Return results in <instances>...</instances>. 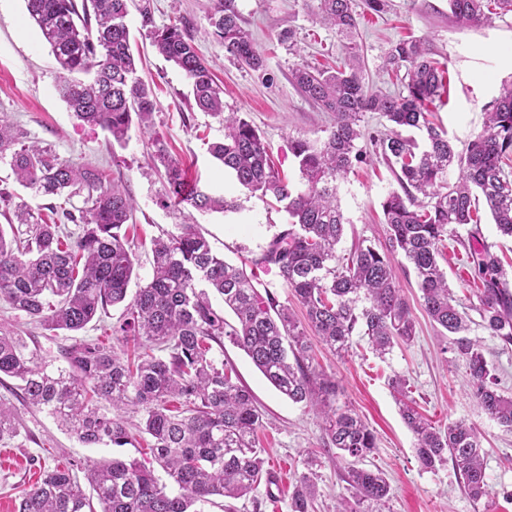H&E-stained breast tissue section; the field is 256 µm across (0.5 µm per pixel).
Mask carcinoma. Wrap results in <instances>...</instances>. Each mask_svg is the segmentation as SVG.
Listing matches in <instances>:
<instances>
[{"instance_id": "cac0c4a2", "label": "carcinoma", "mask_w": 512, "mask_h": 512, "mask_svg": "<svg viewBox=\"0 0 512 512\" xmlns=\"http://www.w3.org/2000/svg\"><path fill=\"white\" fill-rule=\"evenodd\" d=\"M213 2L212 35L224 53L254 70L263 68V56L235 0ZM318 2L319 22L335 30L346 53L334 68L301 65L292 72L300 93L334 118L325 138L290 140L298 187L274 168L248 121L234 112L224 115L223 91L187 31L177 25L151 31L157 52L189 80L197 107L224 125V140L212 144V156L245 192L272 197L291 218L288 228L250 260V272L213 253L196 225L182 224L179 232L153 239L152 278L128 296L136 255L126 225L133 220L134 200L105 170L75 165L35 141L25 144L0 118V160L10 158L16 182L46 197L84 196L82 207L62 210L80 229L73 237L0 188V208L13 215L9 229L0 227V302L25 313L51 336L81 331L99 312L122 304L123 320L112 327V335L132 345L131 352L119 354L85 338L61 351L65 365L51 368L38 362L26 337L0 324V376L17 379L23 399L81 443L145 446L168 477L162 481L144 460L114 458L88 467V494L74 465L41 467L38 480L22 493L17 512H200L196 506L214 497L239 499L263 483H274L255 439L262 423L255 398L212 356L213 346L224 347L226 338L282 396L319 407L324 445L338 450L342 459L352 458L346 478L351 495L341 498L336 512H364L366 502L385 505L390 496L386 478L361 467L376 450V437L358 414L332 405L336 383L313 367L306 327L339 356L348 352L357 332L380 356L411 340L415 320L396 281L393 261L398 255L416 275L427 316L464 362L478 409L512 428V397L499 391L480 341L468 337V314L455 304L439 264V245L457 236L456 227L481 223V198L498 231L512 238V83L503 86L483 130L459 153L447 132L428 119L427 105L445 90V76L424 43L401 38L384 56L383 68L400 77L406 94L376 91L365 82L356 42L359 13L352 0ZM488 2L448 0V6L457 22L480 26L490 19ZM25 4L62 71L59 93L78 120L107 131L120 145L132 127L151 126L156 102L136 77L126 22L132 6L144 23L151 22L147 0ZM367 112L380 113L391 125L372 142L392 166L403 193L393 191L382 202L385 249L358 244L340 259L336 245L346 219L338 181L353 162L363 161L358 141L364 137L361 122ZM405 128L425 132V146L403 135ZM154 160L163 168L164 206L179 211L189 205L202 212L237 208L232 199L188 184L166 149L157 148ZM469 255L480 283L475 311L482 326L512 345L508 274L487 244L470 249ZM270 268L302 304L308 326L294 318L276 292L258 290L255 270ZM212 294L234 313L235 322L213 305ZM128 409L140 414L132 429L123 416ZM401 416L414 435L423 468L450 460L472 500L488 494L485 450L471 424L458 420L442 430L406 402ZM20 428L16 414L0 400V445L11 444ZM316 467V457L307 456L293 484L290 512H311Z\"/></svg>"}]
</instances>
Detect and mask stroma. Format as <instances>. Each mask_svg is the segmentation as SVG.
<instances>
[{"label": "stroma", "mask_w": 512, "mask_h": 512, "mask_svg": "<svg viewBox=\"0 0 512 512\" xmlns=\"http://www.w3.org/2000/svg\"><path fill=\"white\" fill-rule=\"evenodd\" d=\"M245 27L265 60L255 71L224 53L212 36L209 14L212 0H151L152 26L142 24L138 11L127 23L139 76L149 83L157 102L153 125L147 132L131 130L126 144L114 143L98 128L82 125L61 98L57 63L37 30L27 20L24 0H0V117L28 140L51 146L64 159L91 163L109 171L125 185L136 203L134 222L140 241L137 265L129 284L137 290L152 276L151 238L177 231L179 225H197L213 250L238 263L261 252L288 222L285 212L265 200L241 191L233 176L209 152L222 140L218 119L196 105L184 73L159 55L149 36L183 17L199 55L224 91V109L237 113L259 132L277 167L298 182V171L288 150L297 137H324L333 123L330 114L308 101L291 81L297 66H322L343 58L334 30L313 19L318 0H236ZM292 41H285V32ZM426 42L432 57L448 70L449 89L436 103L437 121L456 150H463L483 128L485 112L504 84L512 82V13L497 14L480 27L458 23L448 0H388L385 13H363L357 42L369 81L383 92L397 94L402 86L382 68L385 53L399 38ZM163 144L180 162L188 181L214 195L235 200L234 212L204 213L192 207L172 210L161 200L165 184L153 166L156 144ZM399 185L382 157L369 152L339 184V198L347 220L338 256H346L361 242L384 247L387 226L383 198ZM467 227L446 240L442 268L463 306L474 304L478 288L467 263ZM396 277L416 322L412 342L394 346L385 358L372 352L366 337H354L345 356L314 344V365L336 383V403L354 409L377 436V450L366 460L380 469L391 486L382 512H512V431L483 414L472 399L465 367L448 350V340L437 332L422 307V293L408 264L396 267ZM469 317L470 337L479 338L487 362L506 395H512V345L503 346L481 325L477 312ZM224 361L236 371L237 384L247 387L265 414L258 439L265 448V466L277 471L270 487L239 499H218L206 512H289L295 476L308 453L317 467L315 512H335L339 497L348 493L344 462L323 448L324 420L317 410L281 396L255 368L243 350L224 345ZM405 379L407 392L421 412L437 426L463 420L479 433L486 451L488 494L472 501L452 463L426 470L414 452V436L404 423L389 377ZM0 397L16 408L23 435L11 447H0V512H15L25 488L35 482L40 466L73 463L86 466L114 457L133 458L138 449L89 448L67 434L45 412L23 404L16 382L5 379Z\"/></svg>", "instance_id": "1"}]
</instances>
